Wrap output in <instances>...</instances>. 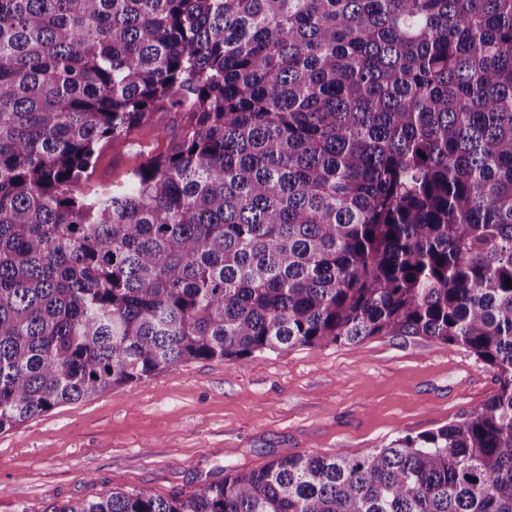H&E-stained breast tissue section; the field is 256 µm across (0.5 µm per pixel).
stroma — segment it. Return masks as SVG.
<instances>
[{
	"label": "stroma",
	"mask_w": 512,
	"mask_h": 512,
	"mask_svg": "<svg viewBox=\"0 0 512 512\" xmlns=\"http://www.w3.org/2000/svg\"><path fill=\"white\" fill-rule=\"evenodd\" d=\"M181 121L164 112L106 144L94 181L123 182L147 152L166 149ZM496 388L490 366L425 336L188 362L0 433V512L27 503L55 512L138 489L186 497L223 470L262 467L286 448L362 455L446 425Z\"/></svg>",
	"instance_id": "35a3bbf8"
}]
</instances>
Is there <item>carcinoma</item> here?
<instances>
[{
    "label": "carcinoma",
    "mask_w": 512,
    "mask_h": 512,
    "mask_svg": "<svg viewBox=\"0 0 512 512\" xmlns=\"http://www.w3.org/2000/svg\"><path fill=\"white\" fill-rule=\"evenodd\" d=\"M159 112L115 188L96 154ZM512 0H0V432L194 360L426 336L483 405L58 512H512ZM182 116L176 112H162L155 117L152 126H145L134 133L130 140L117 139L106 144L97 159L93 180L104 186L123 182L127 174L146 161V155L139 152L134 144L149 147L151 153L163 152L167 147V138L159 136L158 129H167L169 135L181 129Z\"/></svg>",
    "instance_id": "carcinoma-1"
}]
</instances>
